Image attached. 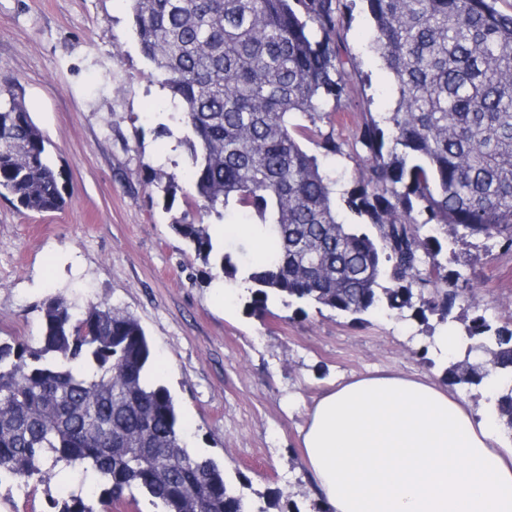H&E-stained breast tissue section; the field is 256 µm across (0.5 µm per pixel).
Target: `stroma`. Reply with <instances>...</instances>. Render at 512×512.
Here are the masks:
<instances>
[{
    "label": "stroma",
    "mask_w": 512,
    "mask_h": 512,
    "mask_svg": "<svg viewBox=\"0 0 512 512\" xmlns=\"http://www.w3.org/2000/svg\"><path fill=\"white\" fill-rule=\"evenodd\" d=\"M129 0H0V85H13L49 141L65 206L18 210L0 196V337L32 342L42 302L112 306L130 313L151 342L153 373L177 402L188 445L253 489L281 491L301 512L317 496L299 429L330 384L401 371L444 381L462 352L439 353L434 337L463 334L460 310L420 322L380 312L361 321L308 305L246 308L239 283L213 280L209 265L171 228L186 205L166 206L152 172H182L189 149L168 118L170 95L133 35ZM370 18L355 6L341 46L353 65L341 112L392 111L391 77L367 48ZM318 156L344 199L361 161ZM468 274L481 310L512 316V254L469 249ZM62 481L26 492L0 485V512H47Z\"/></svg>",
    "instance_id": "stroma-1"
}]
</instances>
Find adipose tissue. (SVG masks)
I'll return each instance as SVG.
<instances>
[{
  "label": "adipose tissue",
  "instance_id": "obj_1",
  "mask_svg": "<svg viewBox=\"0 0 512 512\" xmlns=\"http://www.w3.org/2000/svg\"><path fill=\"white\" fill-rule=\"evenodd\" d=\"M503 425L427 377H357L328 390L300 430L332 512H512Z\"/></svg>",
  "mask_w": 512,
  "mask_h": 512
}]
</instances>
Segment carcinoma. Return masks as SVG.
I'll list each match as a JSON object with an SVG mask.
<instances>
[{
	"label": "carcinoma",
	"mask_w": 512,
	"mask_h": 512,
	"mask_svg": "<svg viewBox=\"0 0 512 512\" xmlns=\"http://www.w3.org/2000/svg\"><path fill=\"white\" fill-rule=\"evenodd\" d=\"M130 2L140 49L185 132L186 204L226 224H259L272 242L266 261L240 266L203 221L172 223L224 278L244 273L248 309L267 313L280 300L343 315L409 310L425 322L475 303L455 245L482 239L512 252V14L497 0H364L395 107L365 113L348 137L324 144L365 163L346 200L361 224L344 222L334 181L301 145L319 134L317 122L336 123L325 105L347 88L349 0ZM151 181L167 199L183 191L175 172ZM0 196L38 213L65 205L45 137L9 86L0 89ZM445 248L458 265L451 274L439 259ZM41 312L37 341L0 339V482L27 489L64 470L94 475L49 498L51 512H106L137 502V491L161 512L279 506L280 492L250 499L245 475L235 484L188 450L135 317L57 295ZM464 331L465 358L445 378L501 379L492 403L512 439V316L494 326L475 312ZM474 353L487 360L470 361Z\"/></svg>",
	"instance_id": "carcinoma-1"
}]
</instances>
